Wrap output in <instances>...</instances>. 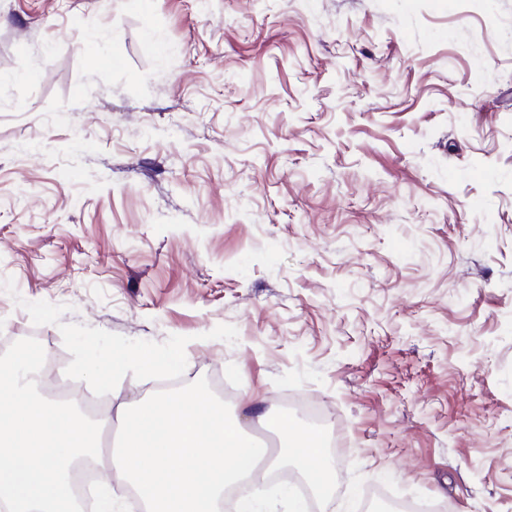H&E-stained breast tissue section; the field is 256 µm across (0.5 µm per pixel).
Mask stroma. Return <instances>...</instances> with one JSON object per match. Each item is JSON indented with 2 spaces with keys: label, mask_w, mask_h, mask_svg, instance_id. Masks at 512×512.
Returning <instances> with one entry per match:
<instances>
[{
  "label": "stroma",
  "mask_w": 512,
  "mask_h": 512,
  "mask_svg": "<svg viewBox=\"0 0 512 512\" xmlns=\"http://www.w3.org/2000/svg\"><path fill=\"white\" fill-rule=\"evenodd\" d=\"M6 337L315 401L334 512H512V0H0Z\"/></svg>",
  "instance_id": "stroma-1"
}]
</instances>
